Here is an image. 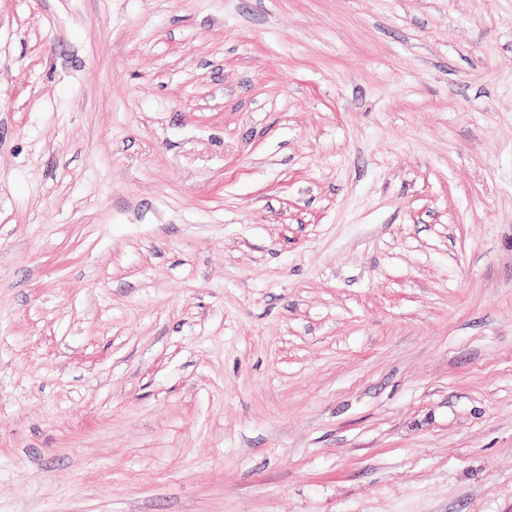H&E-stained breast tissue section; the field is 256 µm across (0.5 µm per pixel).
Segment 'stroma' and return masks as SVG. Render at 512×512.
<instances>
[{
  "label": "stroma",
  "instance_id": "35a3bbf8",
  "mask_svg": "<svg viewBox=\"0 0 512 512\" xmlns=\"http://www.w3.org/2000/svg\"><path fill=\"white\" fill-rule=\"evenodd\" d=\"M0 512H512V0H0Z\"/></svg>",
  "mask_w": 512,
  "mask_h": 512
}]
</instances>
